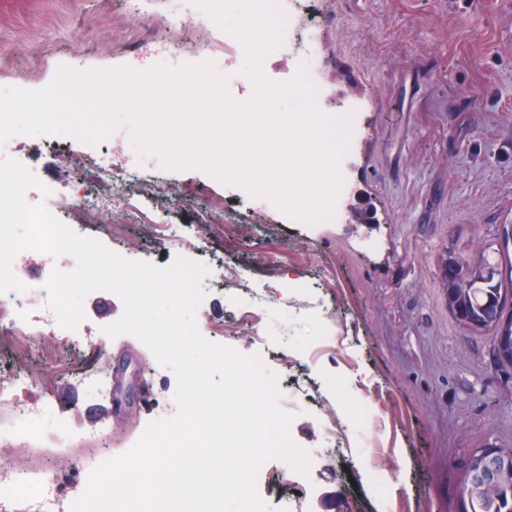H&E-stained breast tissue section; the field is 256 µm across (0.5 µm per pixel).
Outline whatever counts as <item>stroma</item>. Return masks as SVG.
Segmentation results:
<instances>
[{"label": "stroma", "mask_w": 512, "mask_h": 512, "mask_svg": "<svg viewBox=\"0 0 512 512\" xmlns=\"http://www.w3.org/2000/svg\"><path fill=\"white\" fill-rule=\"evenodd\" d=\"M320 30L324 111L361 102L342 161L340 206L368 207L371 226L347 220L299 224L273 203L254 208L240 188L198 169L157 170L156 194L184 203L175 214L181 241L149 234L164 208L134 216L119 234L105 225L62 220L76 233L160 267L213 236L211 264H236L244 277L200 284L196 313L208 340L260 356L296 395L293 440L311 458L308 474L272 459L258 490L274 512H463L469 458L477 448H512V366H499L489 331L463 327L439 286L438 259L456 244L464 258L498 257L512 225V0H305ZM179 0H150L147 15L127 0H0V89H39L62 66L137 67L159 47L182 62L234 53L218 27L167 28ZM134 155L128 127L105 142L74 144V164H59L42 138L22 137L11 158L35 164L66 207L78 163L101 151ZM266 300L237 333L217 326L239 319L252 296ZM94 333L73 340L38 337L63 365L45 369L25 397L51 404L82 439L43 433L0 446L24 471L50 461L79 467L127 453L151 421L172 417L176 377L136 337L101 333L123 313L118 296L96 291L84 302ZM102 356L112 376L124 363L130 408L113 417L83 388L86 357ZM153 388L139 412L143 385ZM339 430L330 434L329 421Z\"/></svg>", "instance_id": "stroma-1"}]
</instances>
